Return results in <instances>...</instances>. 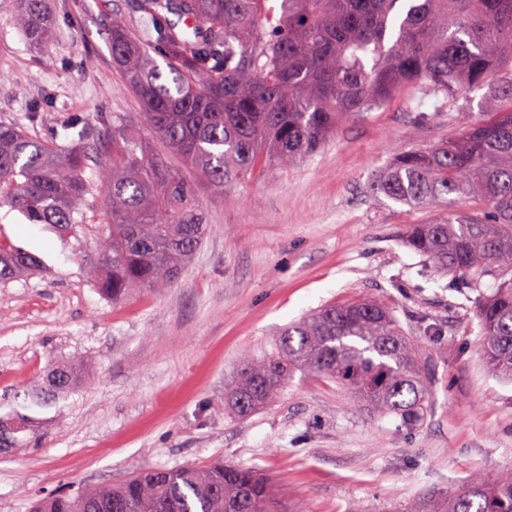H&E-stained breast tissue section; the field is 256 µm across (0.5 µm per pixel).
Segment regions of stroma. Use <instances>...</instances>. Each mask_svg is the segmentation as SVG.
<instances>
[{"label":"stroma","instance_id":"stroma-1","mask_svg":"<svg viewBox=\"0 0 512 512\" xmlns=\"http://www.w3.org/2000/svg\"><path fill=\"white\" fill-rule=\"evenodd\" d=\"M137 0H47L52 40L32 48L0 0V122L37 139L93 150L68 119L111 136L141 106L112 65V19L137 29ZM47 99L32 117L30 101ZM458 104L418 91L339 123L312 155L224 192L197 179L209 232L173 284L114 303L95 277L103 236L100 166L80 224L33 225L0 207V235L37 254L40 274L0 285V397L72 364L78 380L39 413L37 437L0 448V512H29L63 487L116 484L153 467L220 458L268 477L282 507L304 512H424L467 484L512 470V381L481 356L475 300L404 246L407 224L434 219L374 194L397 153L455 132ZM370 294L421 345L430 408L404 424L319 375L295 372L280 399L241 418L224 396L242 353L321 305Z\"/></svg>","mask_w":512,"mask_h":512}]
</instances>
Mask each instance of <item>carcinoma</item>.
Listing matches in <instances>:
<instances>
[{
    "mask_svg": "<svg viewBox=\"0 0 512 512\" xmlns=\"http://www.w3.org/2000/svg\"><path fill=\"white\" fill-rule=\"evenodd\" d=\"M138 0L151 27L137 36L112 20V62L142 105V122H112L97 287L116 302L174 282L207 231L193 180L160 156H140L142 136L179 154L224 189L265 166L316 152L336 124L386 105L400 90L466 99L484 91L479 117L456 115L458 134L396 154L373 179L377 193L437 217L411 224L406 244L452 284L481 293L483 359L512 381V0ZM16 23L44 47L46 0H16ZM164 45L157 60L151 42ZM89 152L62 148L0 123V206L34 224L80 223ZM37 255L0 239V284L39 271ZM419 343L376 298L327 305L286 326L271 353L243 355L227 395L241 417L275 401L296 371L353 390L372 409L422 420L430 389ZM24 393L0 418V447L24 442L33 417L67 394L73 370ZM32 512H281L271 485L249 468L145 469L116 485L69 488ZM427 512H512V470L479 474Z\"/></svg>",
    "mask_w": 512,
    "mask_h": 512,
    "instance_id": "carcinoma-1",
    "label": "carcinoma"
}]
</instances>
